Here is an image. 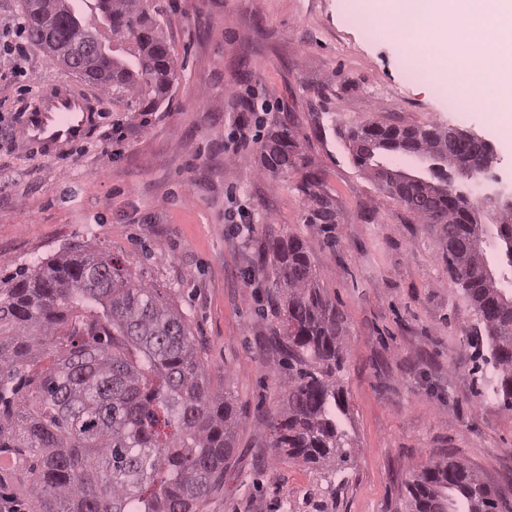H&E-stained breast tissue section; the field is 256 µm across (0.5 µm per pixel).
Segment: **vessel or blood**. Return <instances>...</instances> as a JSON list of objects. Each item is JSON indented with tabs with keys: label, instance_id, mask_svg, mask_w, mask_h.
Segmentation results:
<instances>
[{
	"label": "vessel or blood",
	"instance_id": "1",
	"mask_svg": "<svg viewBox=\"0 0 512 512\" xmlns=\"http://www.w3.org/2000/svg\"><path fill=\"white\" fill-rule=\"evenodd\" d=\"M97 100L68 86L58 85L41 93L25 125L27 140L45 145L77 141L87 136L90 113L99 111Z\"/></svg>",
	"mask_w": 512,
	"mask_h": 512
}]
</instances>
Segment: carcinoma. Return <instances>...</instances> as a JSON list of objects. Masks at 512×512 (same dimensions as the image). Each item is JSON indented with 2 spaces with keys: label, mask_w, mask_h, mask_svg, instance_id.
<instances>
[{
  "label": "carcinoma",
  "mask_w": 512,
  "mask_h": 512,
  "mask_svg": "<svg viewBox=\"0 0 512 512\" xmlns=\"http://www.w3.org/2000/svg\"><path fill=\"white\" fill-rule=\"evenodd\" d=\"M82 3L119 48L102 44L70 64L69 50L93 34L75 0H22L28 39L112 98L159 111L177 70L157 13L144 0ZM347 141L382 190L440 226L448 272L484 327L483 362L498 371L496 394L512 409V289L502 285V268L512 269V207L500 212L491 244L479 206L448 198V171L473 156L454 148L445 127L373 122ZM296 148L288 128L272 133L262 146L265 169L288 168ZM388 153L430 160L433 179L383 163ZM267 255L289 372L284 410L269 424L271 447L304 463L343 461L344 315L298 238L273 240ZM235 421L232 401L211 392L186 317L112 255L65 251L0 289V448L31 449L39 461L33 487L59 504L38 496L30 512H192L224 474ZM407 492L408 512L498 509L491 487L450 458L420 469Z\"/></svg>",
  "instance_id": "carcinoma-1"
}]
</instances>
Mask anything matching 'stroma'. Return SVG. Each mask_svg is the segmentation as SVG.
<instances>
[{
	"mask_svg": "<svg viewBox=\"0 0 512 512\" xmlns=\"http://www.w3.org/2000/svg\"><path fill=\"white\" fill-rule=\"evenodd\" d=\"M346 2L146 0L175 57L169 101L147 124L109 101L85 141L51 157L29 152L17 113L50 81L105 92L26 43L23 76L0 79V288L80 244L121 259L184 313L214 392L238 414L224 474L195 512H407L412 474L448 455L512 512V411L484 396L495 371L475 368L478 317L448 273L440 230L380 189L346 141L375 121L473 131L494 145L490 172L508 186L512 122L492 100L456 106L455 82L435 71L411 79L404 59L419 44L367 32ZM251 91L270 105L265 131L288 126L298 144L286 171L263 168L258 142L224 153ZM119 125L127 141L109 144ZM237 207L249 236L227 230L224 212ZM288 236L346 318L344 463L305 464L270 446L288 363L258 256ZM35 461L25 448L0 452V512H28Z\"/></svg>",
	"mask_w": 512,
	"mask_h": 512,
	"instance_id": "stroma-1",
	"label": "stroma"
}]
</instances>
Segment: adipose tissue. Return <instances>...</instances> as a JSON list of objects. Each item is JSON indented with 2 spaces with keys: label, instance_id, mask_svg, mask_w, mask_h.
I'll return each mask as SVG.
<instances>
[{
  "label": "adipose tissue",
  "instance_id": "adipose-tissue-1",
  "mask_svg": "<svg viewBox=\"0 0 512 512\" xmlns=\"http://www.w3.org/2000/svg\"><path fill=\"white\" fill-rule=\"evenodd\" d=\"M389 20L403 24L429 21L440 29H466L479 55L468 68L470 92L494 98L512 96V0H391ZM495 38H486L487 26Z\"/></svg>",
  "mask_w": 512,
  "mask_h": 512
}]
</instances>
